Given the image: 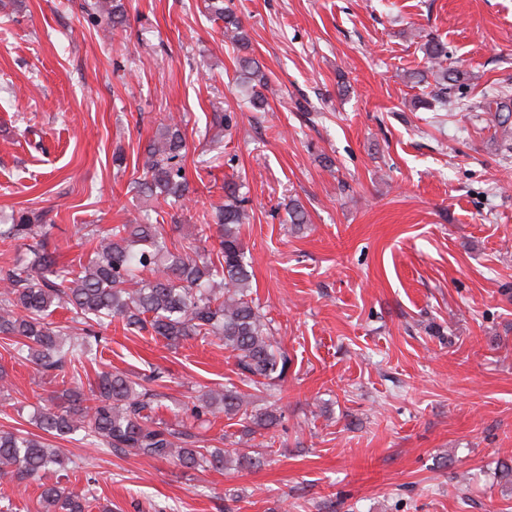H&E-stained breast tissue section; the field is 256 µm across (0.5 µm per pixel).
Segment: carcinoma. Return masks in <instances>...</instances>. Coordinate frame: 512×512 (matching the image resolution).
<instances>
[{"label": "carcinoma", "instance_id": "obj_1", "mask_svg": "<svg viewBox=\"0 0 512 512\" xmlns=\"http://www.w3.org/2000/svg\"><path fill=\"white\" fill-rule=\"evenodd\" d=\"M89 20L116 30L126 24L122 0H93L83 5ZM208 10L224 21V38L238 51L236 63L249 102L256 110L267 103L270 82L253 57L252 41L235 10L224 0H209ZM426 67L406 73L410 83L428 91L414 107L437 105L468 108L462 92L468 77L449 62L448 48L435 39L424 43ZM483 111L495 113L508 138L512 99L501 90L483 94ZM187 143L182 121L163 123L149 140L142 176L131 191L148 201L158 198L185 203L196 189L185 170ZM235 181L224 183V203L215 207L212 222L196 225L194 241L184 245L161 224L92 226L86 235L95 242L87 261L74 272L58 266L50 245L55 224L45 211L20 210L11 223L0 224V243L25 251L0 275V336L14 342L19 356L44 372L65 366L94 364L107 347L103 329L118 318L126 329L160 336L176 344L187 340H218L233 353L242 384L256 392L277 385L288 370V357L275 341L274 327L252 297V271L241 238L250 222L246 193ZM288 223H309L305 207L288 202ZM150 273L147 278L144 273ZM63 303L74 313L81 331L50 320L51 307ZM193 404L191 417L222 414L238 419L251 436L280 423L270 406L255 405L254 395L232 384L208 390ZM52 405L34 413L40 435L0 429V482H39V512H88L89 498L57 480L42 482L50 470L66 472L70 459L45 437L67 438L83 433L93 445L114 452L171 461L189 468H249L262 456L236 448H205L183 419L155 417V394L124 373L100 371L88 398L78 370L72 385L51 397Z\"/></svg>", "mask_w": 512, "mask_h": 512}]
</instances>
